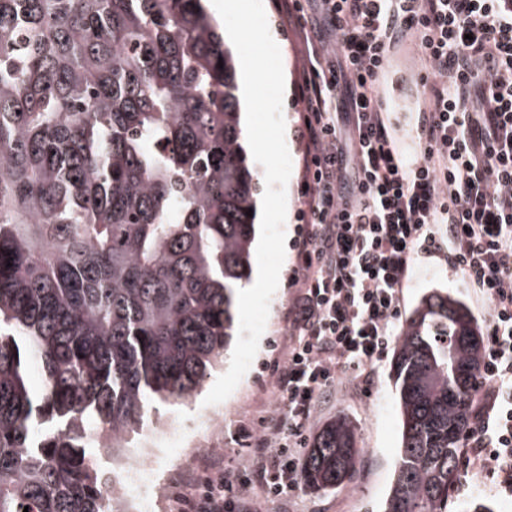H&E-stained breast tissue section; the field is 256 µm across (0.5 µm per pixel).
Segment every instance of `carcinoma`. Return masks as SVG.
Instances as JSON below:
<instances>
[{
	"label": "carcinoma",
	"mask_w": 512,
	"mask_h": 512,
	"mask_svg": "<svg viewBox=\"0 0 512 512\" xmlns=\"http://www.w3.org/2000/svg\"><path fill=\"white\" fill-rule=\"evenodd\" d=\"M257 192L237 56L202 0H0V512H115L83 431L131 440L224 361ZM482 343L440 291L405 321L383 512H448ZM360 465L338 417L300 481Z\"/></svg>",
	"instance_id": "obj_1"
}]
</instances>
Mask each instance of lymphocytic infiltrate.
Here are the masks:
<instances>
[{
	"mask_svg": "<svg viewBox=\"0 0 512 512\" xmlns=\"http://www.w3.org/2000/svg\"><path fill=\"white\" fill-rule=\"evenodd\" d=\"M304 46V206L293 241L291 338L276 387L284 412L232 478L207 477L183 512H259L297 484L319 396L350 369L368 385L395 333L413 262L443 255L490 313L463 434L512 493V0H281ZM411 42L427 90L420 154L397 144L381 93Z\"/></svg>",
	"mask_w": 512,
	"mask_h": 512,
	"instance_id": "lymphocytic-infiltrate-1",
	"label": "lymphocytic infiltrate"
}]
</instances>
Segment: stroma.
Wrapping results in <instances>:
<instances>
[{
  "label": "stroma",
  "mask_w": 512,
  "mask_h": 512,
  "mask_svg": "<svg viewBox=\"0 0 512 512\" xmlns=\"http://www.w3.org/2000/svg\"><path fill=\"white\" fill-rule=\"evenodd\" d=\"M268 25L275 35L283 62L285 94L283 115L285 139L292 159V173L286 186L285 232L294 237L302 206L305 145L299 137L303 105L298 96L297 76L302 65V45L294 27L279 13V0H264ZM423 91L421 71L410 46L393 52L383 84L392 109L391 119L403 148L413 149L416 131V100ZM293 252H286L264 334L253 363L230 396L234 409L224 411L223 424L213 440L220 452L202 447L172 448L157 461L162 496L156 512H180L178 497L197 476H224L232 467L246 462L256 448L257 438L276 419L282 407L275 389L272 364L288 346V310L295 295L291 283ZM448 293L461 301L479 326H486L488 309L478 301L461 272L449 268L443 256L420 254L410 282L404 290L402 317H409L421 297L432 290ZM346 417L353 426L362 450V464L353 485L333 490L313 491L297 486L287 497L265 503L264 512H379L393 481L396 452L400 441V416L390 358L376 366V376L367 391H353L348 377L322 395L316 405L307 437L336 416ZM488 505L492 512H512V496L506 495L497 478L475 466H462L461 480L448 505V512H466L471 503Z\"/></svg>",
  "instance_id": "35a3bbf8"
}]
</instances>
